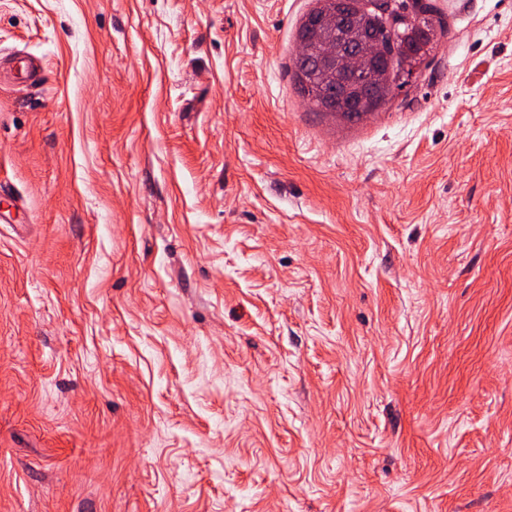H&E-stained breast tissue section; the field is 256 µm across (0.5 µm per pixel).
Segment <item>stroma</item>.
Returning a JSON list of instances; mask_svg holds the SVG:
<instances>
[{
	"label": "stroma",
	"mask_w": 512,
	"mask_h": 512,
	"mask_svg": "<svg viewBox=\"0 0 512 512\" xmlns=\"http://www.w3.org/2000/svg\"><path fill=\"white\" fill-rule=\"evenodd\" d=\"M379 118L317 0H0V512H512V0ZM2 66L16 80L22 82L35 80L39 71L37 62L26 55H14L3 60V62L0 58V70Z\"/></svg>",
	"instance_id": "1"
}]
</instances>
